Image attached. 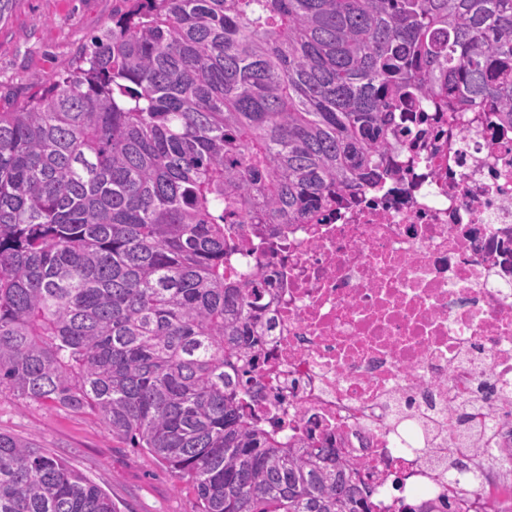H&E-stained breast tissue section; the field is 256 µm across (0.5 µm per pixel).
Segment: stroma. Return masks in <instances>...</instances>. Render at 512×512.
Returning a JSON list of instances; mask_svg holds the SVG:
<instances>
[{"mask_svg": "<svg viewBox=\"0 0 512 512\" xmlns=\"http://www.w3.org/2000/svg\"><path fill=\"white\" fill-rule=\"evenodd\" d=\"M115 0H11L0 21V109H13L72 69L112 25ZM0 432L33 439L101 486L120 512H198L192 487L147 454L113 441L95 417L0 397Z\"/></svg>", "mask_w": 512, "mask_h": 512, "instance_id": "35a3bbf8", "label": "stroma"}]
</instances>
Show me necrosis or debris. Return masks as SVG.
Wrapping results in <instances>:
<instances>
[{
    "label": "necrosis or debris",
    "instance_id": "obj_1",
    "mask_svg": "<svg viewBox=\"0 0 512 512\" xmlns=\"http://www.w3.org/2000/svg\"><path fill=\"white\" fill-rule=\"evenodd\" d=\"M398 123L379 185L236 237L226 275L269 279L248 411L346 457L373 512H512V125L432 96Z\"/></svg>",
    "mask_w": 512,
    "mask_h": 512
}]
</instances>
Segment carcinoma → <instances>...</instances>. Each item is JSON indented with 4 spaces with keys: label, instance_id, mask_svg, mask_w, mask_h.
I'll list each match as a JSON object with an SVG mask.
<instances>
[{
    "label": "carcinoma",
    "instance_id": "1",
    "mask_svg": "<svg viewBox=\"0 0 512 512\" xmlns=\"http://www.w3.org/2000/svg\"><path fill=\"white\" fill-rule=\"evenodd\" d=\"M76 67L0 112V394L96 416L199 512H372L349 462L242 404L269 282L243 224H313L387 175L423 95L512 123V0H119ZM0 512H118L0 432Z\"/></svg>",
    "mask_w": 512,
    "mask_h": 512
}]
</instances>
